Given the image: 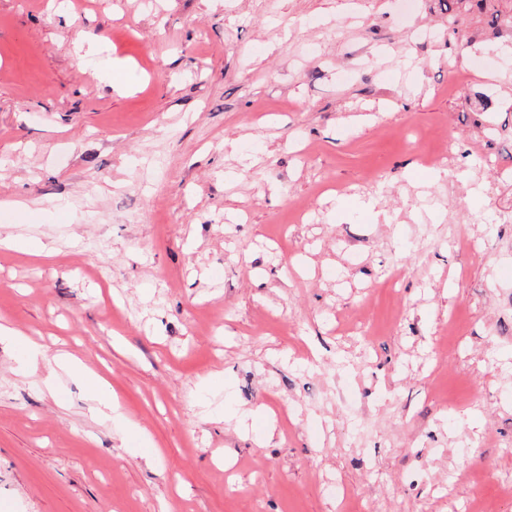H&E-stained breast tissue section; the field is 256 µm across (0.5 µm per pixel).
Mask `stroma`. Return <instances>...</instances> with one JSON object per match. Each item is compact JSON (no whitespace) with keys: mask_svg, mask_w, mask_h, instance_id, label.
<instances>
[{"mask_svg":"<svg viewBox=\"0 0 512 512\" xmlns=\"http://www.w3.org/2000/svg\"><path fill=\"white\" fill-rule=\"evenodd\" d=\"M4 238L0 512H512V30L0 0ZM57 365L63 371L72 374L84 382L90 399L95 404V410L105 419L112 420V424L120 427L124 433L126 427L122 424L118 406L112 401V392L107 388V381L97 372L84 370L79 364L71 360L66 355L57 357Z\"/></svg>","mask_w":512,"mask_h":512,"instance_id":"1","label":"stroma"}]
</instances>
